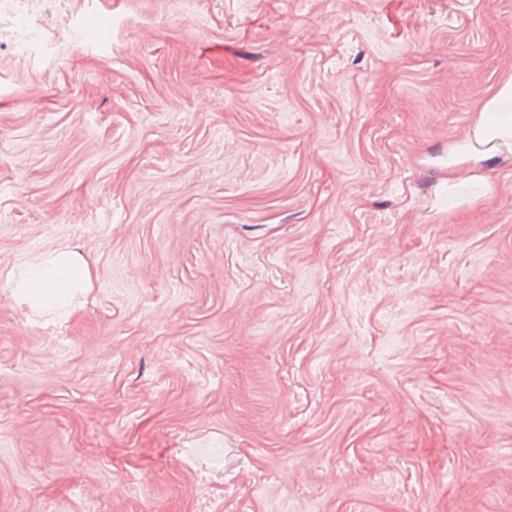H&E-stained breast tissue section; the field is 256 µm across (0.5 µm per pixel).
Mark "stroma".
Segmentation results:
<instances>
[{
  "label": "stroma",
  "instance_id": "obj_1",
  "mask_svg": "<svg viewBox=\"0 0 512 512\" xmlns=\"http://www.w3.org/2000/svg\"><path fill=\"white\" fill-rule=\"evenodd\" d=\"M64 7L0 44V512H512V159L439 165L512 0ZM112 20V16L101 11L88 13L82 30V37L87 46L93 47L101 40V28L106 22ZM37 287L30 284L27 287L14 284L11 277L6 284L12 288L15 297H19L33 308H48L56 306L64 296L61 285L70 283L79 288H85L90 283V271L86 260L68 246H59L53 250L41 263Z\"/></svg>",
  "mask_w": 512,
  "mask_h": 512
}]
</instances>
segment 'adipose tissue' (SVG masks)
Segmentation results:
<instances>
[{"label": "adipose tissue", "instance_id": "ef3b65f1", "mask_svg": "<svg viewBox=\"0 0 512 512\" xmlns=\"http://www.w3.org/2000/svg\"><path fill=\"white\" fill-rule=\"evenodd\" d=\"M512 158V75L503 79L470 122L463 137L448 147V193L456 204L480 201L495 187L484 175L492 161ZM79 288L90 283L86 260L68 246L53 250L41 263L35 285H13L12 293L33 308L56 306L64 284Z\"/></svg>", "mask_w": 512, "mask_h": 512}]
</instances>
